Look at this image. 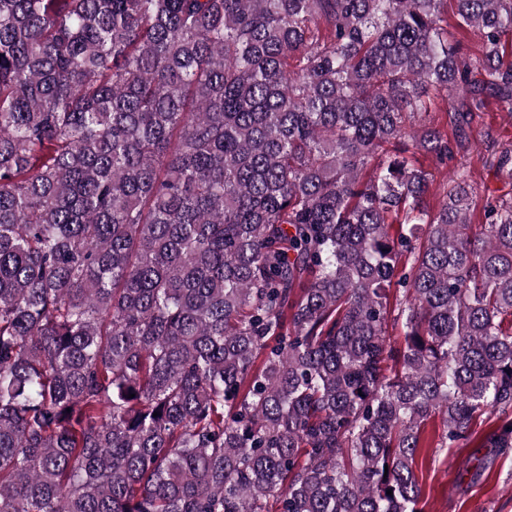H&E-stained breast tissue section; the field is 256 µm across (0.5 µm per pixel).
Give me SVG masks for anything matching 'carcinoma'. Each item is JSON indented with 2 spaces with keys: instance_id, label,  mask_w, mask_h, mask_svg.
<instances>
[{
  "instance_id": "1",
  "label": "carcinoma",
  "mask_w": 512,
  "mask_h": 512,
  "mask_svg": "<svg viewBox=\"0 0 512 512\" xmlns=\"http://www.w3.org/2000/svg\"><path fill=\"white\" fill-rule=\"evenodd\" d=\"M446 2L0 0V512H426L429 421L512 448L458 159L512 0Z\"/></svg>"
}]
</instances>
